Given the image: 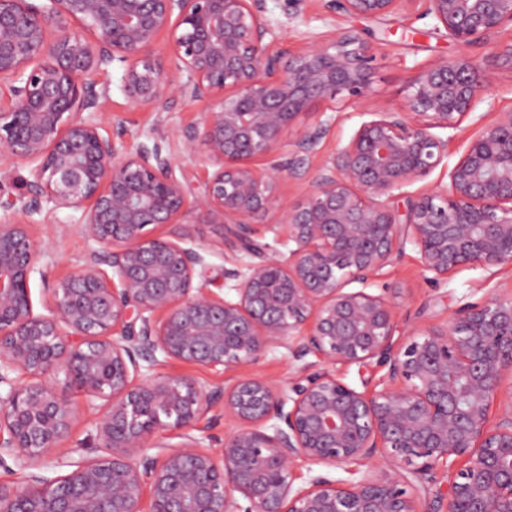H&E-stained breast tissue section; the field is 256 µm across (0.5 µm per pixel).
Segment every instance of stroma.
Instances as JSON below:
<instances>
[{
    "label": "stroma",
    "instance_id": "35a3bbf8",
    "mask_svg": "<svg viewBox=\"0 0 512 512\" xmlns=\"http://www.w3.org/2000/svg\"><path fill=\"white\" fill-rule=\"evenodd\" d=\"M266 8L280 44L293 52L303 50L312 34L328 32L343 24L355 29L376 49L369 99L393 109L403 106L420 67L461 51L441 24L422 17L421 0H414L407 10L376 19L333 17L326 0H266ZM510 42L512 25L508 24L487 41L469 47L470 55L486 63L485 79L491 96L473 116L449 131V162L458 160L484 126L494 123L501 113L512 112V68L488 60L496 46ZM121 76L120 67H109L98 74L97 81L107 92V112L123 122L126 141H145L161 132L198 124L203 107L197 103L177 100L165 112L132 106L121 89ZM362 110L361 104L345 99L329 106L327 114L333 123L318 147L319 156H326L349 141L364 120ZM32 230L41 240L42 248L30 286L34 310L42 313L50 304L49 288L74 275L96 244L88 238L81 214L75 210L44 207L36 215ZM189 231L196 245L209 252L207 277L213 291L230 288V281L224 278L225 269H243L253 260L252 255L244 252L224 251L217 225L193 224ZM386 288L395 289L398 294L395 337L402 340L434 326L452 324L463 308L484 302L491 293L512 294V267L488 270L467 267L456 272L448 282L435 284L427 280L417 250L409 246L393 265L370 277L369 292L379 294ZM58 391L79 408L72 430L55 449L57 458L73 461L90 455L96 440L95 423L82 408L80 390L62 385Z\"/></svg>",
    "mask_w": 512,
    "mask_h": 512
}]
</instances>
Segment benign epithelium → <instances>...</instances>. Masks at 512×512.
<instances>
[{
  "instance_id": "obj_1",
  "label": "benign epithelium",
  "mask_w": 512,
  "mask_h": 512,
  "mask_svg": "<svg viewBox=\"0 0 512 512\" xmlns=\"http://www.w3.org/2000/svg\"><path fill=\"white\" fill-rule=\"evenodd\" d=\"M412 2L327 9L378 18ZM424 2L462 47L512 24V0ZM163 35L180 81L155 58ZM374 60L347 28L300 52L279 47L264 0H0V167L33 172L19 216L0 224V467L20 475L0 480V512H512V297L397 342L396 303L365 291L408 244L435 283L512 266V113L448 166L434 130L488 98L483 62L463 52L421 67L401 109L367 107L350 141L313 162L330 119L297 129V118L340 95L364 102ZM114 64L134 106L199 102L198 125L123 140L96 80ZM178 142L214 168L196 196ZM440 166L448 183L399 211L402 189ZM286 177L310 185L293 205L278 191ZM45 203L82 211L98 249L37 314L31 217ZM269 213L286 253L252 238ZM199 222L260 258L224 270L231 298L208 288L188 231ZM163 225L171 236L146 231ZM275 348L326 367L299 366L284 384L237 376L222 390L147 374L160 356L234 372ZM373 362L387 372L370 391L334 371ZM61 375L83 388L100 440L96 456L66 464L53 457L75 420ZM218 406L237 430L216 449L199 422ZM168 429L181 441L161 440Z\"/></svg>"
}]
</instances>
